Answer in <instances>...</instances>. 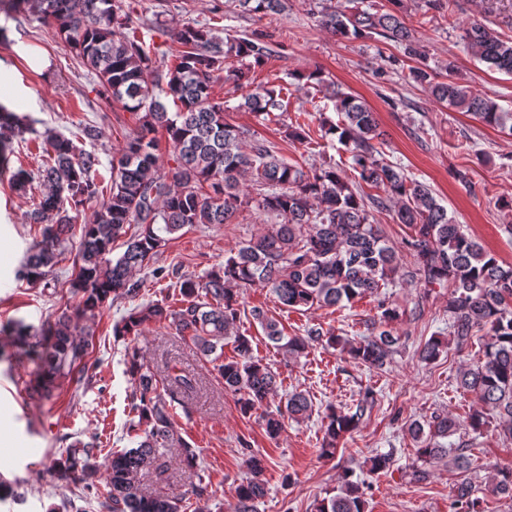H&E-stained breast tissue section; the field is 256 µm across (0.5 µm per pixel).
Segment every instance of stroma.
Returning a JSON list of instances; mask_svg holds the SVG:
<instances>
[{"instance_id":"stroma-1","label":"stroma","mask_w":512,"mask_h":512,"mask_svg":"<svg viewBox=\"0 0 512 512\" xmlns=\"http://www.w3.org/2000/svg\"><path fill=\"white\" fill-rule=\"evenodd\" d=\"M134 16L146 19L138 35L166 52L172 33L195 23L228 28L240 37H261L272 51L265 63L252 69L255 83L282 87L286 111L255 116L238 110L241 91L228 80L217 81L215 99L227 101L229 122L249 128L275 142L281 154L302 166L330 162L348 170L347 152L323 140L312 129V144L286 139L285 130L299 110L320 111L334 118L333 104L315 85L297 82L296 73L321 70L342 90L362 97L375 112L384 131L383 151L388 161L432 189L436 198L464 224L467 232L504 264H512V210L502 209L501 198L512 197V133L485 126L471 116L437 102L409 77L411 61L399 46L380 36L343 40L319 24L311 0H285V8L265 16L231 12L228 0H124ZM405 20L427 53V65L443 71L454 64L457 78L479 94L512 112V77L478 61L461 39L470 22L487 25L502 38L512 39V0H452L450 7L432 8L427 0H404ZM0 104L28 115L36 136L46 131L70 133L78 123L95 125L101 136L94 147L101 161L100 175L109 176L112 159L135 127L134 116L108 107L95 75L64 47L54 26L29 16L12 20L0 12ZM8 169L0 171V326L15 321L40 326L43 321L71 311L75 300L65 280L73 268L77 242H70L53 276L40 282L19 277L28 246L41 227L28 214L39 198L15 192L11 175L18 168H37L43 154L35 139L16 141ZM277 216L248 208L237 224H196L180 231L153 261L157 267H177L180 273L200 276L222 264L225 255L242 242L277 223ZM239 332L252 336L256 356L282 380L276 395L262 409L243 414L234 393L210 363L199 358L191 342L176 336L165 324L144 326L135 340L115 336L113 327L125 315L124 302L107 304L91 321L93 358L97 360L91 384L61 382L51 399L32 390V367L13 357L11 345L0 347V482L11 485L14 496L0 499V512H53L62 501L50 468L64 448L63 436L97 440V462L110 453L131 448L127 434L131 419V383L124 354L135 343L147 363L162 368L176 365L202 381L189 403V413L177 414L182 436L197 453L194 468H185L178 449H170L160 467L141 478L151 495H182L181 512H195L196 500L185 484L204 480L215 492L211 512H235L236 488L249 475V454L263 456L265 495L256 512H314L319 500L335 494L345 471L361 482L366 512H453L451 491L458 480L444 463L418 459L409 435L412 422H426L449 412L465 417L476 406L475 397L457 384L461 369L478 359V345L449 348L433 363L420 360V347L434 334L448 330V291L422 288L410 279L386 290V301L400 316L393 324L402 347L390 364L370 369L347 354L313 343L300 357L291 358L264 338L251 316L261 307L279 319L288 335H304L311 327L360 339L378 331L381 310L366 297L331 310L282 309L266 289L245 291ZM305 392L313 402L309 419L285 420L278 438L262 425L263 411L275 410L288 392ZM374 405L359 427L340 438L333 458L321 457L326 406L355 411L365 392ZM473 459L471 477L483 512H512V501L485 489L493 469H512V439L489 425L481 433L461 431L450 438ZM394 451L395 463L376 474L363 469L378 452ZM424 471L415 479L414 471Z\"/></svg>"}]
</instances>
